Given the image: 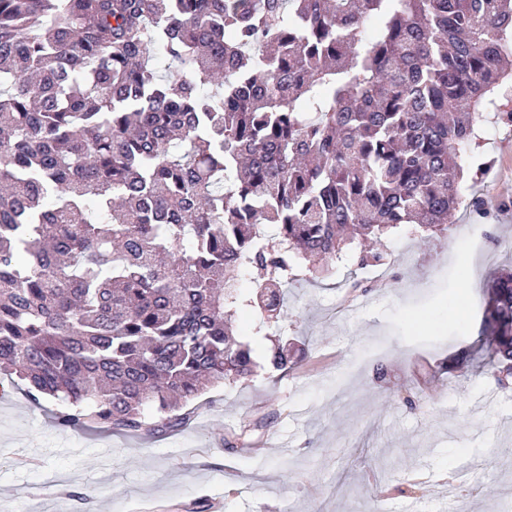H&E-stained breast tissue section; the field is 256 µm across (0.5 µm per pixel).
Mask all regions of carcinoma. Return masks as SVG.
I'll use <instances>...</instances> for the list:
<instances>
[{"mask_svg":"<svg viewBox=\"0 0 512 512\" xmlns=\"http://www.w3.org/2000/svg\"><path fill=\"white\" fill-rule=\"evenodd\" d=\"M511 58L512 0H0V384L63 430L186 426L254 372L238 310L447 229ZM482 346L507 386L512 270Z\"/></svg>","mask_w":512,"mask_h":512,"instance_id":"1","label":"carcinoma"}]
</instances>
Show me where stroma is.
Here are the masks:
<instances>
[{"mask_svg": "<svg viewBox=\"0 0 512 512\" xmlns=\"http://www.w3.org/2000/svg\"><path fill=\"white\" fill-rule=\"evenodd\" d=\"M511 161L512 125L485 122L460 158L480 206L444 236L392 234L380 264L354 254L294 283L275 339L292 367L210 388L180 430H62L6 389L0 512H212L215 498L219 512H512V384L477 354L489 276L512 265L497 244L512 239ZM236 330L259 360L275 341L248 308Z\"/></svg>", "mask_w": 512, "mask_h": 512, "instance_id": "1", "label": "stroma"}]
</instances>
